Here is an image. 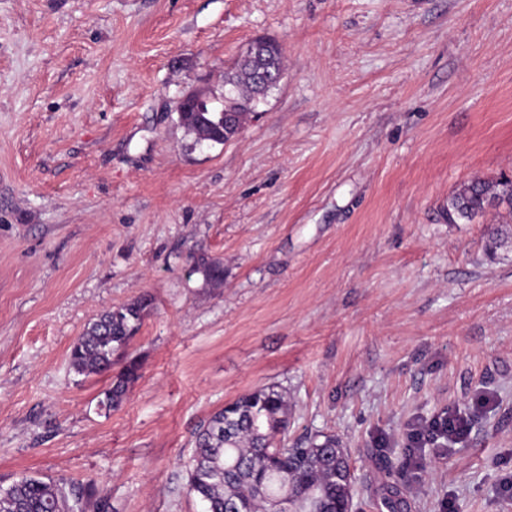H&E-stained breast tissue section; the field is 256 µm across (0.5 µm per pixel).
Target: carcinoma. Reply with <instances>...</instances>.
Returning a JSON list of instances; mask_svg holds the SVG:
<instances>
[{
    "instance_id": "cac0c4a2",
    "label": "carcinoma",
    "mask_w": 512,
    "mask_h": 512,
    "mask_svg": "<svg viewBox=\"0 0 512 512\" xmlns=\"http://www.w3.org/2000/svg\"><path fill=\"white\" fill-rule=\"evenodd\" d=\"M258 60L240 55L224 72L228 97H213L203 112L186 113L185 133L197 143L225 130L234 136L250 120L246 104L253 99L252 75ZM504 207L503 226L490 234L489 256L508 246L512 236V178L474 180L462 185L448 200V223L470 221L489 208ZM194 271L209 283L224 281V263L200 257ZM151 299L141 297L101 313L70 350V365L79 375L109 372L114 355L125 347L140 326ZM141 365L125 361L104 392L100 406L108 411L123 403L140 378ZM289 404L286 393L269 385L240 395L212 414L198 429L188 471V492L204 503L206 512H352L356 478L346 449L333 435L315 434L288 446ZM404 461H386L383 467L381 507L386 512H408L403 494ZM94 496L92 484L26 476L0 486V512H86Z\"/></svg>"
}]
</instances>
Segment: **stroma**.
<instances>
[{
  "mask_svg": "<svg viewBox=\"0 0 512 512\" xmlns=\"http://www.w3.org/2000/svg\"><path fill=\"white\" fill-rule=\"evenodd\" d=\"M256 37L283 79L237 139L192 147L180 98L222 92ZM504 174L512 0H0V485L202 512L197 426L275 384L291 438L347 448L358 512L409 424L451 409L470 435L409 466V512H512V252L486 251L495 210L440 216ZM143 296L121 351L141 376L108 412L111 374L70 349ZM194 271L200 272L209 283L224 281V263L218 258L200 257L194 262Z\"/></svg>",
  "mask_w": 512,
  "mask_h": 512,
  "instance_id": "1",
  "label": "stroma"
}]
</instances>
